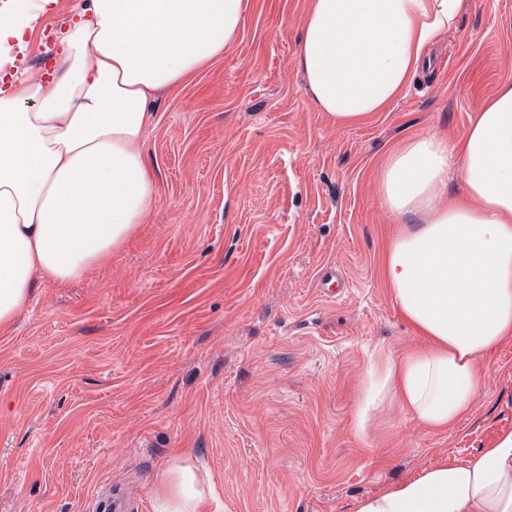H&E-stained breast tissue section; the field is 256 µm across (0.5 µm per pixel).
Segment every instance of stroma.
<instances>
[{"label": "stroma", "instance_id": "obj_1", "mask_svg": "<svg viewBox=\"0 0 512 512\" xmlns=\"http://www.w3.org/2000/svg\"><path fill=\"white\" fill-rule=\"evenodd\" d=\"M246 2L234 45L149 102L150 215L79 280H40L0 332V512H87L108 487L153 512L182 464L208 483L197 512H352L512 429V342L481 355L455 426L394 401L366 437L353 425L376 352L424 344L382 275V163L411 135L455 144L512 77V0H463L429 66L361 125L320 112L296 69L309 0ZM88 4L52 0L12 75L48 78ZM327 267L349 282L333 301Z\"/></svg>", "mask_w": 512, "mask_h": 512}]
</instances>
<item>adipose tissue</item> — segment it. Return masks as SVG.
I'll return each mask as SVG.
<instances>
[{
  "mask_svg": "<svg viewBox=\"0 0 512 512\" xmlns=\"http://www.w3.org/2000/svg\"><path fill=\"white\" fill-rule=\"evenodd\" d=\"M462 0H310L296 66L319 111L340 124L396 102L423 50L455 26ZM245 0H90L62 38L51 80L0 87V329L38 279L69 283L109 258L157 196L144 139L151 97L196 73L238 38ZM38 12L0 11V72ZM465 188L448 196L450 172ZM380 192L398 231L384 277L428 345L380 352L355 412L366 436L390 400L432 430L471 410L478 356L512 340V79L454 146L431 135L392 149ZM191 467L169 470L154 512H197ZM353 512H512V430L470 458L448 459L355 500Z\"/></svg>",
  "mask_w": 512,
  "mask_h": 512,
  "instance_id": "ef3b65f1",
  "label": "adipose tissue"
}]
</instances>
